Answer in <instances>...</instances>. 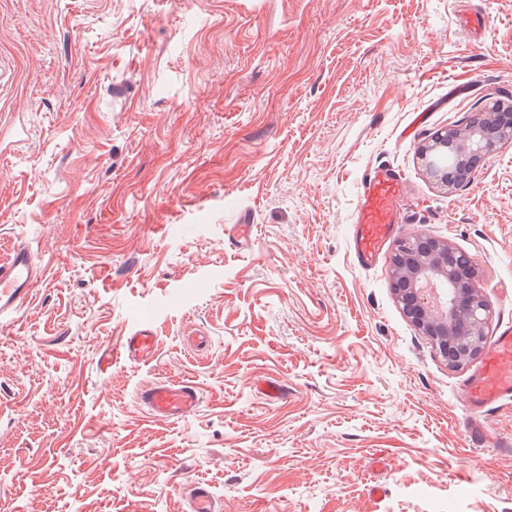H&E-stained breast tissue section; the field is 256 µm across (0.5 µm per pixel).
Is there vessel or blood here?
<instances>
[{
	"label": "vessel or blood",
	"instance_id": "1",
	"mask_svg": "<svg viewBox=\"0 0 512 512\" xmlns=\"http://www.w3.org/2000/svg\"><path fill=\"white\" fill-rule=\"evenodd\" d=\"M409 196L406 180L393 169L376 167L364 175L355 229L354 257L359 266L371 265L378 259L394 225L402 218ZM44 274L32 248L24 243L15 245L7 262L0 264V312L17 311ZM158 337L159 328L152 313L142 312L113 355L136 365L153 362ZM461 398L468 411L466 430L471 444L479 448L502 447V440L489 428L486 416L512 399L511 322L500 326L481 364L463 386ZM137 401L150 419L166 422L196 413L202 396L193 382L157 379L140 389ZM185 501L187 512L223 510L202 483L190 486Z\"/></svg>",
	"mask_w": 512,
	"mask_h": 512
}]
</instances>
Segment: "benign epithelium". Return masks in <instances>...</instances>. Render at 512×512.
<instances>
[{
  "label": "benign epithelium",
  "instance_id": "7a95c632",
  "mask_svg": "<svg viewBox=\"0 0 512 512\" xmlns=\"http://www.w3.org/2000/svg\"><path fill=\"white\" fill-rule=\"evenodd\" d=\"M485 123L467 132L448 129L438 133L432 143L421 149L419 156L430 177L450 189L471 182L481 160L494 151L504 140L512 138V107L495 103L484 113ZM451 152L456 170L436 164L435 156ZM406 255L405 282L396 292L398 302L405 306V314L434 348L453 367L471 361L479 354L484 343L490 319V306L479 292L476 283L469 288H455L454 299L445 305V312L423 309L415 300L411 283L429 270L450 278L463 276L464 268L473 264L465 254L449 243L417 236L395 245L391 258Z\"/></svg>",
  "mask_w": 512,
  "mask_h": 512
}]
</instances>
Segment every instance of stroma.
I'll return each mask as SVG.
<instances>
[{
	"label": "stroma",
	"instance_id": "35a3bbf8",
	"mask_svg": "<svg viewBox=\"0 0 512 512\" xmlns=\"http://www.w3.org/2000/svg\"><path fill=\"white\" fill-rule=\"evenodd\" d=\"M492 100L512 0H0V259L47 266L0 315V512H182L195 480L223 512H512V404L507 447H473L474 364L405 317L391 247L353 258L362 179L393 168V240L468 253L488 336L512 322V140L452 191L416 159ZM145 310L155 361L113 359ZM159 378L199 410L146 417ZM137 401L150 419L166 422L182 420L196 413L202 396L191 381L157 379L140 389Z\"/></svg>",
	"mask_w": 512,
	"mask_h": 512
}]
</instances>
